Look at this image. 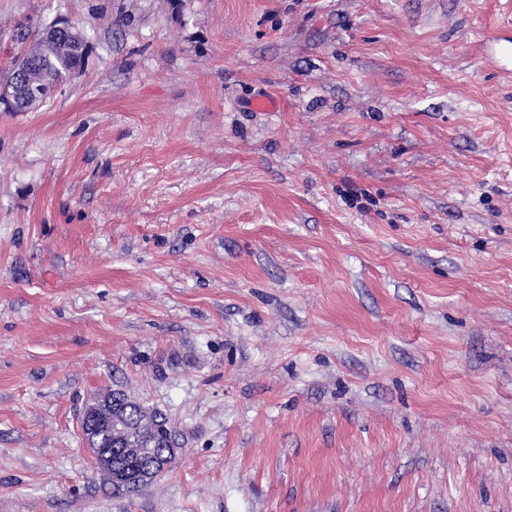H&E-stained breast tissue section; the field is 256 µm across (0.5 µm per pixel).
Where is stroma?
Listing matches in <instances>:
<instances>
[{"label": "stroma", "instance_id": "1", "mask_svg": "<svg viewBox=\"0 0 512 512\" xmlns=\"http://www.w3.org/2000/svg\"><path fill=\"white\" fill-rule=\"evenodd\" d=\"M59 18L0 112V512H512V0H0V71ZM117 390L182 443L126 497ZM42 37L33 36L31 41H38L32 50L38 56V64L31 73L33 79L42 81L43 100L53 93L58 84H62L73 68H82L85 62L88 37L64 43H46L39 41ZM29 66L20 64L8 82H0V108L4 112H27V105L37 103L41 98V88L33 84L29 77Z\"/></svg>", "mask_w": 512, "mask_h": 512}]
</instances>
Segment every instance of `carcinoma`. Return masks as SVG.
Returning a JSON list of instances; mask_svg holds the SVG:
<instances>
[{"label":"carcinoma","mask_w":512,"mask_h":512,"mask_svg":"<svg viewBox=\"0 0 512 512\" xmlns=\"http://www.w3.org/2000/svg\"><path fill=\"white\" fill-rule=\"evenodd\" d=\"M32 40L36 41L32 50L38 64L31 76L42 82L46 99L67 79L71 69L83 67L88 37L84 34L64 43L41 42L35 36ZM84 416L93 417L92 423L83 428L87 446L112 449V458L98 462V466H110L117 475L149 467L154 459L145 453L147 448L160 454L168 452L172 457L179 448L176 430L164 413L135 403L123 393L107 394L90 405Z\"/></svg>","instance_id":"carcinoma-1"}]
</instances>
